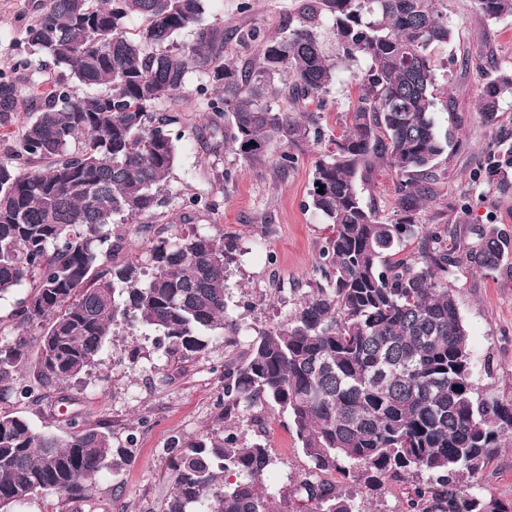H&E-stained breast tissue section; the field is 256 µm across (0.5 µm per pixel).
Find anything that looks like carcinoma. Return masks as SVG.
Wrapping results in <instances>:
<instances>
[{"mask_svg":"<svg viewBox=\"0 0 512 512\" xmlns=\"http://www.w3.org/2000/svg\"><path fill=\"white\" fill-rule=\"evenodd\" d=\"M473 5L488 20L512 16V0ZM205 9V0H43L15 69L41 53L61 71L45 81L0 71V128L18 126L11 158L0 161V298L28 289L12 313L20 333L0 346V380L36 340L37 378L61 389L98 364L121 323L157 333L156 345L184 357L206 353L215 338L236 343L243 326L227 313L223 239L176 234L142 259L101 263L120 249L115 217L134 222L167 203L182 134L158 107L203 74L209 138L252 162L275 139L293 148L320 140L337 74L364 60L358 103L313 173L311 206L330 224L319 262L327 285L224 363V418L279 406L315 470L371 492L410 484L402 512H512V500L460 492L512 442V397L477 392L468 331L448 289L451 267L464 259L494 271L512 239L482 229L459 249L448 246V227L416 223L436 161L457 145L434 119L428 51L452 37L440 0H300L288 35H243L257 47L256 62L243 67L224 61V30L203 23ZM187 31L192 41L178 42ZM282 95L316 110L281 112L272 100ZM509 96L512 70H504L481 92L485 124L497 122ZM498 156L488 174L505 184L512 145ZM379 165L400 177L387 222L357 191ZM411 238L417 250L407 253ZM115 453L122 449L101 427L75 423L60 436L1 415L0 512L37 494L85 496ZM171 453L173 488L161 512H273L264 486L274 459L259 437L206 433ZM295 494L316 512H359L333 483L303 480Z\"/></svg>","mask_w":512,"mask_h":512,"instance_id":"1","label":"carcinoma"}]
</instances>
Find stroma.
<instances>
[{
	"label": "stroma",
	"mask_w": 512,
	"mask_h": 512,
	"mask_svg": "<svg viewBox=\"0 0 512 512\" xmlns=\"http://www.w3.org/2000/svg\"><path fill=\"white\" fill-rule=\"evenodd\" d=\"M298 0H208L206 24L224 30V59L246 65L255 46L242 33L257 28L281 35ZM41 0H0V70L10 71L15 45L38 14ZM453 30L450 42L434 45L429 55L437 74L435 118L440 129L454 128L460 147L445 153L433 169V198L418 216L422 224L448 225L452 236L473 241L475 226L491 227L512 238V188L501 189L487 176L500 141L512 143V99L501 105L498 122L485 125L478 110L484 85L512 67V17L488 21L476 13L472 0H443ZM360 82L339 75L330 89L328 122L320 141L296 148V161L280 169L285 151L273 141L266 156L248 163L231 151L213 150L201 138L205 104L195 83L181 98L165 103L184 134L178 160L166 182L169 202L161 215L136 223H117L112 233L124 248L116 262L143 256L153 241L175 233L201 231L223 239L227 248L228 310L245 331L237 346L213 340L206 355L173 357L157 349L153 335L116 327L108 336L98 368L62 390L43 388L34 374L40 357L30 342L24 366L0 381V414L26 417L35 428L59 434L71 421L87 427L107 425L112 445L124 449L97 476L88 496L60 499L38 495L15 512H160L172 489L169 450L177 443L222 428L219 398L224 362L245 351L260 332L287 321L299 303L325 278L319 255L329 228L310 206L314 163L331 149L342 132L345 113L356 103ZM394 173L374 170L359 183L364 200H377L383 219L396 204ZM197 194L212 197L215 210L190 217L188 201ZM459 314L469 334L476 361L479 391L512 393V255L493 272L463 262L448 274ZM27 387L32 398L16 396ZM233 425L259 430L274 458L266 479L275 512H296L295 486L311 475L287 414L263 405L233 418ZM465 493L485 499L512 500V446L499 449L491 463L467 482Z\"/></svg>",
	"instance_id": "1"
}]
</instances>
